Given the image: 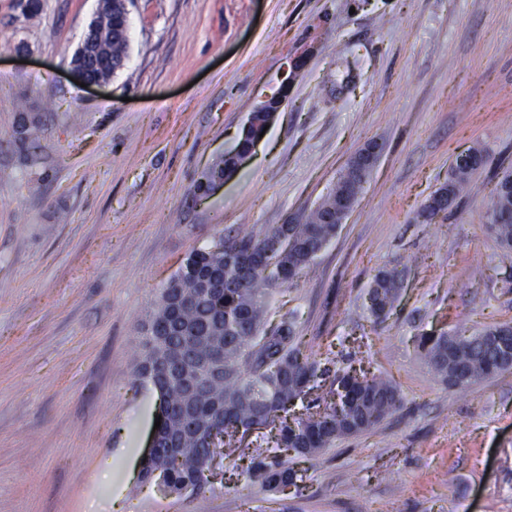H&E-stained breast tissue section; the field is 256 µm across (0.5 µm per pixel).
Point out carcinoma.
I'll return each instance as SVG.
<instances>
[{
	"label": "carcinoma",
	"instance_id": "1",
	"mask_svg": "<svg viewBox=\"0 0 512 512\" xmlns=\"http://www.w3.org/2000/svg\"><path fill=\"white\" fill-rule=\"evenodd\" d=\"M112 47H89L97 54L103 73L123 65L128 49L122 12L113 9ZM270 120L256 112L253 130L238 143L249 149ZM31 117L20 115L14 129L22 151L32 145ZM235 161L228 157L215 165L197 189L231 175ZM471 171L453 164L444 195L458 197ZM369 173L343 171L334 188L302 217L298 224L274 225L263 232L219 237L207 248L194 251L183 268L163 289L158 304L144 325L142 352L136 366L139 378L159 388L160 447L143 469L150 479L159 473L172 494L203 495L211 488L204 475L211 452L207 438L224 425L223 447L238 451L236 433L259 420L268 423L266 448L241 452L249 460L246 473L267 491L279 490L281 480H302L290 466L289 455L311 457L336 440L362 434L402 405L400 391L381 375L346 368L336 372L323 388L328 368L302 353L296 325L268 323V303L276 288L292 283L336 236L340 225L330 223L337 202L355 200ZM512 173L500 179L492 202L496 222L489 229L498 243L512 249V191L506 186ZM284 236L287 244L262 264H247L227 257L224 247L240 252L259 250L272 239ZM401 287V273L393 268L378 272L368 291V309L377 320L388 317ZM505 325L483 329L472 336L441 333L421 339L425 363L443 381L468 387L505 370L498 331ZM172 352L184 359L182 371L167 374L165 362ZM211 402L192 418L176 410L189 389Z\"/></svg>",
	"mask_w": 512,
	"mask_h": 512
}]
</instances>
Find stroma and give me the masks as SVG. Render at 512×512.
Masks as SVG:
<instances>
[{
	"label": "stroma",
	"mask_w": 512,
	"mask_h": 512,
	"mask_svg": "<svg viewBox=\"0 0 512 512\" xmlns=\"http://www.w3.org/2000/svg\"><path fill=\"white\" fill-rule=\"evenodd\" d=\"M18 2L0 0V512H113L116 494L123 512H512V371L461 390L418 354L423 336L512 324V250L488 217L512 170V0H130L124 65L94 88L71 61L97 0ZM19 107L38 120L25 153ZM371 141L352 212L268 317L295 319L332 370L388 376L402 408L299 462L297 491H265L234 455V488L202 498L141 481L159 394L135 352L162 288L219 236L300 219ZM474 148L469 191L418 221ZM393 267L377 322L367 292ZM285 97H286V95L272 96V97L268 98L264 102L263 105H261L259 108H257L254 111V117H253V121H254L253 128L254 129L247 132L246 135L240 139V141L238 143V148H237L239 151H245V150H248L253 143L251 149L244 153H238L236 151L235 154L230 155V156L235 157L237 165H239L240 161H242L244 158H246L247 156H249L251 154L255 144L261 138L259 134H261L262 131L265 130V126L268 124V122L270 120V115L268 112H271L274 117V112H278L279 109L282 107ZM256 136H258V137L254 140V138ZM253 140H254V142H253ZM401 287V273L396 268L379 271L368 291V309L376 320L388 317Z\"/></svg>",
	"instance_id": "stroma-1"
}]
</instances>
